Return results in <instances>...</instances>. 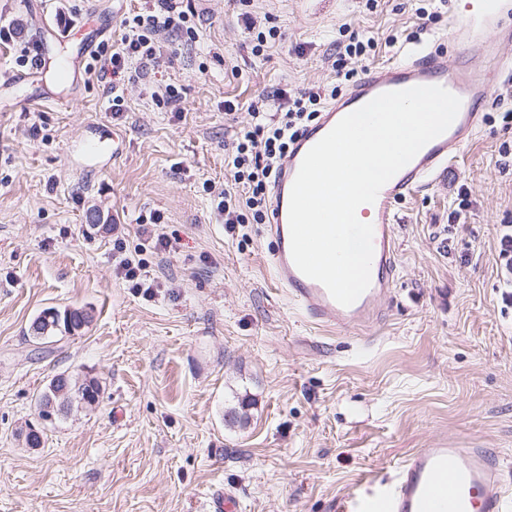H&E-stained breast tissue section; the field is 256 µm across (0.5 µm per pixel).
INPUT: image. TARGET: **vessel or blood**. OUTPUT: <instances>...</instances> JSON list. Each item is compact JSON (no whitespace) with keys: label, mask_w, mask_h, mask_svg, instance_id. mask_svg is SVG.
<instances>
[{"label":"vessel or blood","mask_w":512,"mask_h":512,"mask_svg":"<svg viewBox=\"0 0 512 512\" xmlns=\"http://www.w3.org/2000/svg\"><path fill=\"white\" fill-rule=\"evenodd\" d=\"M474 2L472 13L455 32L457 42L467 48L458 65L449 66L444 53L417 49L403 62L367 71L299 133L277 170L270 221L265 226L266 236L275 245L273 276L303 317L317 326L357 333L383 319L381 298L391 286L397 264V203L445 178L449 146L468 143L481 126L478 107L502 68L483 33L498 24L503 0ZM34 67L39 71L52 67L59 78L75 79V65L66 58L40 54ZM432 85L460 98L459 113L442 135L427 143L382 187L373 204L362 208L374 228L371 282L352 305L342 306L321 283L302 274L292 259L288 211L294 179L308 150L341 118L382 93ZM345 512H512V487L505 483L503 465L490 449L451 442L412 453L385 489L359 496Z\"/></svg>","instance_id":"vessel-or-blood-1"}]
</instances>
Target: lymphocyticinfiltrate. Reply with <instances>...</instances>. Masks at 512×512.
<instances>
[{"mask_svg":"<svg viewBox=\"0 0 512 512\" xmlns=\"http://www.w3.org/2000/svg\"><path fill=\"white\" fill-rule=\"evenodd\" d=\"M193 18L192 10L182 9L181 0H153L148 10L124 18L111 48H100L94 57L100 73L112 77L113 115L122 113L129 64L146 66L158 61L164 54L166 37L172 35L185 45L195 43ZM271 97L278 102L277 113L252 107L250 126L237 132L235 149L224 158L229 184L218 190L212 183L204 185L205 190H216L215 210L223 223H264L268 188L277 169L298 132L318 119L326 94L308 90L291 99L277 90Z\"/></svg>","mask_w":512,"mask_h":512,"instance_id":"1","label":"lymphocytic infiltrate"}]
</instances>
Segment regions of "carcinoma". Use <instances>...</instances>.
Listing matches in <instances>:
<instances>
[{
	"label": "carcinoma",
	"instance_id": "cac0c4a2",
	"mask_svg": "<svg viewBox=\"0 0 512 512\" xmlns=\"http://www.w3.org/2000/svg\"><path fill=\"white\" fill-rule=\"evenodd\" d=\"M89 322V315L82 309L59 310L54 307L43 310L32 322L31 334L38 344L57 337V334H72ZM102 388L98 379H75L60 373L50 380L36 398L38 417L46 424H53L67 416L74 405H95Z\"/></svg>",
	"mask_w": 512,
	"mask_h": 512
}]
</instances>
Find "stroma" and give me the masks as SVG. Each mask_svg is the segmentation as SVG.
<instances>
[{"label": "stroma", "mask_w": 512, "mask_h": 512, "mask_svg": "<svg viewBox=\"0 0 512 512\" xmlns=\"http://www.w3.org/2000/svg\"><path fill=\"white\" fill-rule=\"evenodd\" d=\"M185 2L196 44L143 69L120 117L87 71L61 100L29 106L0 79V512H207L219 488L241 512H340L411 453L451 440L500 454L512 484V304L498 259L512 226L511 87L490 90L446 179L398 204L397 276L384 322L364 335L306 321L273 279L264 225L220 223L202 188L223 187L224 148L259 95L345 93L330 56L353 34L378 43L346 60L359 75L413 44L456 58L452 26L472 0ZM142 5L0 0L13 32L0 59L20 72L21 48L66 15L88 30L87 67ZM245 10L277 31L258 56ZM167 84L179 111L150 99ZM95 133L123 136V154L88 166L75 147ZM157 213L176 252L141 231ZM118 237L141 254L152 293L116 276ZM49 307L90 321L39 347L30 326ZM64 371L98 378L99 402L26 447L35 399ZM244 399L247 423H227Z\"/></svg>", "instance_id": "35a3bbf8"}]
</instances>
